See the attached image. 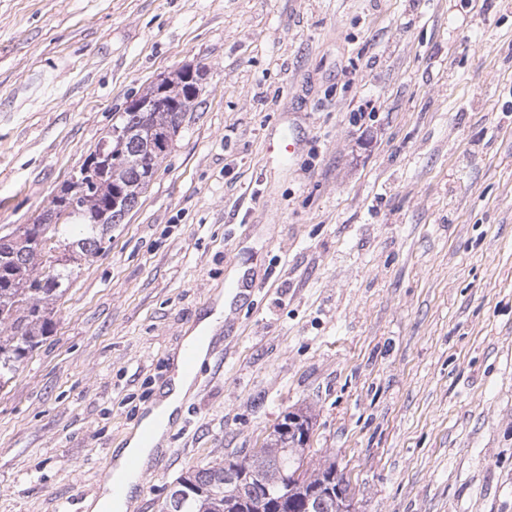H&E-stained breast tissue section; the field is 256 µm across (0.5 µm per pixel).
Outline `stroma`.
<instances>
[{"mask_svg": "<svg viewBox=\"0 0 512 512\" xmlns=\"http://www.w3.org/2000/svg\"><path fill=\"white\" fill-rule=\"evenodd\" d=\"M188 65L153 181L0 389V512H87L232 275L258 289L127 512L297 409L358 512H512V0H0V236Z\"/></svg>", "mask_w": 512, "mask_h": 512, "instance_id": "1", "label": "stroma"}]
</instances>
